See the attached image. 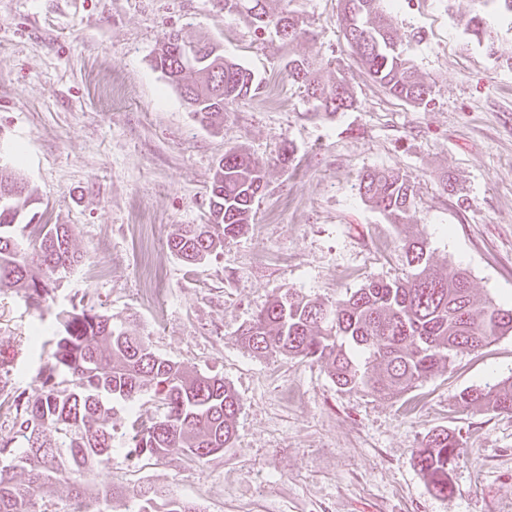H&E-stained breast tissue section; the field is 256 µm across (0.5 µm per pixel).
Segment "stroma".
<instances>
[{"label": "stroma", "instance_id": "35a3bbf8", "mask_svg": "<svg viewBox=\"0 0 512 512\" xmlns=\"http://www.w3.org/2000/svg\"><path fill=\"white\" fill-rule=\"evenodd\" d=\"M288 8L303 30L292 42L258 34L222 0H0V164L22 174L39 224L71 225L83 258L43 311L0 291V370L37 395L55 338L33 346L26 336L83 298L238 394L223 456L193 464L174 449L132 467L113 453L112 512H128L140 491L155 506L170 496L201 512H512V414L459 404L463 390L512 377L511 334L393 400L338 390L321 364L257 358L237 340L285 291L333 301L404 277V234H424L438 267L468 269L475 298L512 302V21L487 6L491 55L461 23L471 0H387L432 87L415 107L357 62L338 0ZM172 32L213 40L265 94L231 105L220 131L202 127L153 64ZM291 57L315 63L326 86L345 80L355 107L313 115L285 67ZM237 146L266 163L253 221L187 265L167 240L177 225L207 223L214 165ZM383 169L410 179L417 223L396 227L361 197L359 175ZM150 265L168 292L160 309L141 294ZM437 430L462 445L445 497L415 461Z\"/></svg>", "mask_w": 512, "mask_h": 512}]
</instances>
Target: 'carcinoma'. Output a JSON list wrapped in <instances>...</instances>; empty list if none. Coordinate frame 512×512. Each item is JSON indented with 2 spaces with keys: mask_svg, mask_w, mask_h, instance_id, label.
Returning <instances> with one entry per match:
<instances>
[{
  "mask_svg": "<svg viewBox=\"0 0 512 512\" xmlns=\"http://www.w3.org/2000/svg\"><path fill=\"white\" fill-rule=\"evenodd\" d=\"M383 0H339L344 38L375 82L413 105L428 102L430 86L400 49V40L381 9ZM498 3L512 15V0H477L466 29L494 52L483 7ZM224 12L242 15L254 30L270 25L299 36L294 15L270 12L267 0H224ZM177 34L168 36L154 61L168 84L183 96L206 126L224 127V112L239 100L260 95L262 81L248 68L224 59L220 47L195 42L187 58ZM288 73L325 115L354 107L345 84H322L306 58L288 60ZM265 168L244 149L224 153L209 186L210 223L181 224L167 246L193 265L238 236L251 223L253 203L265 189ZM360 194L391 224L415 221L413 187L395 170L362 174ZM35 198L18 174L0 168V288H18L29 306L43 310L55 282L78 266L68 224L41 225L34 254L21 247V224L32 223ZM409 272L393 280H371L352 294L326 305L296 291L274 298L241 330L238 341L255 357L273 355L322 364L336 386L346 391L397 398L447 369L454 358L481 349L512 333V306L477 302L470 272L443 273L431 263L422 238L401 241ZM52 361L40 373L41 394L3 399L12 415L11 435L0 437V512H51L45 488L53 481L70 485L69 503L80 512H112L116 494L102 469L114 450L113 403L128 405L121 433L125 459H161L177 448L192 462L204 463L234 440L241 402L221 378L192 372L157 354L112 315L85 303L57 313ZM159 398L163 414L146 421L133 410L142 393ZM464 407L512 413V378L463 391ZM460 443L446 430L428 434L417 453L419 470L432 492L454 491L450 471ZM27 478L18 482L15 470Z\"/></svg>",
  "mask_w": 512,
  "mask_h": 512,
  "instance_id": "cac0c4a2",
  "label": "carcinoma"
}]
</instances>
